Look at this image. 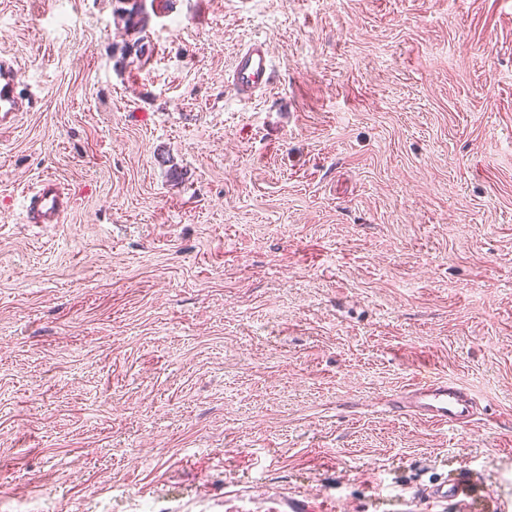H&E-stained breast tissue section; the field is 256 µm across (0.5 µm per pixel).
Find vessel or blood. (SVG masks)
Here are the masks:
<instances>
[{"label":"vessel or blood","instance_id":"1","mask_svg":"<svg viewBox=\"0 0 512 512\" xmlns=\"http://www.w3.org/2000/svg\"><path fill=\"white\" fill-rule=\"evenodd\" d=\"M14 60L0 56V128L12 126L23 109ZM272 57L265 42L255 41L238 55L231 76L237 94L268 88L271 84ZM24 208L38 223L57 224L67 208L62 190L52 179L27 194ZM401 405L410 415L448 426L469 423L476 400L467 389L445 380L423 375L402 392ZM469 491L465 484L452 480L433 484L426 491L427 512H468Z\"/></svg>","mask_w":512,"mask_h":512}]
</instances>
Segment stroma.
<instances>
[{"label": "stroma", "mask_w": 512, "mask_h": 512, "mask_svg": "<svg viewBox=\"0 0 512 512\" xmlns=\"http://www.w3.org/2000/svg\"><path fill=\"white\" fill-rule=\"evenodd\" d=\"M117 6L0 0V512H512V0ZM132 3L128 8H122L119 11V20L123 23L126 31L142 32L149 23V13L142 0H129ZM272 57L264 41H253L236 58L231 83L236 94L266 89L271 84ZM18 67L12 58L0 56V128L13 125L23 112V98L17 82ZM24 208L40 224H58L67 208V201L57 184L47 178L25 196ZM400 394L398 403L410 415L451 427L469 423L477 405L467 389L427 375L418 377ZM469 491L465 484L453 480L433 484L426 491L425 509L442 512L451 507L455 512H467L469 508Z\"/></svg>", "instance_id": "obj_1"}]
</instances>
